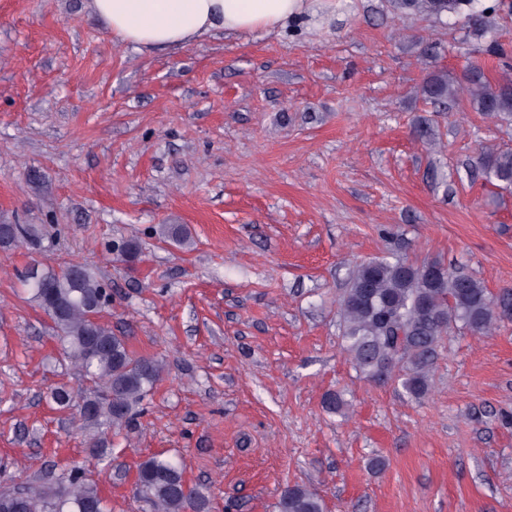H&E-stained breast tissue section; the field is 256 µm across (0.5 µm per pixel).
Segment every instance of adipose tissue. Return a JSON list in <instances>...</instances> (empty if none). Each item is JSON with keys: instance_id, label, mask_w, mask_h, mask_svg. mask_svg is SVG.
Segmentation results:
<instances>
[{"instance_id": "obj_1", "label": "adipose tissue", "mask_w": 512, "mask_h": 512, "mask_svg": "<svg viewBox=\"0 0 512 512\" xmlns=\"http://www.w3.org/2000/svg\"><path fill=\"white\" fill-rule=\"evenodd\" d=\"M308 8V0H84L89 17L139 51L182 47L216 30L271 32Z\"/></svg>"}]
</instances>
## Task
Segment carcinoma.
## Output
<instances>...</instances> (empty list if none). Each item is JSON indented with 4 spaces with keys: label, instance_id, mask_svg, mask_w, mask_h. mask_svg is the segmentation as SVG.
<instances>
[{
    "label": "carcinoma",
    "instance_id": "cac0c4a2",
    "mask_svg": "<svg viewBox=\"0 0 512 512\" xmlns=\"http://www.w3.org/2000/svg\"><path fill=\"white\" fill-rule=\"evenodd\" d=\"M400 13L448 15L463 20L469 31L482 37L485 8L479 0H394ZM502 75L491 79L484 66L468 65L461 76L443 70L424 79L422 94L446 105L467 93L474 109L503 121H512V67L501 61ZM478 165L487 181L512 188V149L483 154ZM3 249L35 243L39 236L31 224H7ZM161 234L174 243L190 245L182 224H163ZM116 259L134 264L138 243L129 239L115 247ZM45 287L33 285L21 272V287L51 321L54 336L71 364L89 386L75 390L66 384L50 388L48 402L68 411L74 421L94 434L90 456L105 458L112 440L142 411L149 392L160 381L163 364L135 356L127 339L103 321L112 303L104 278L84 263L44 266ZM342 320L343 351L354 368L374 382L397 379L404 392L421 399L430 390L438 348L445 336L462 328L485 336L500 324L512 321V289L491 292L461 266L438 260L414 263L382 257L358 264L338 300ZM137 494L154 512H212L208 492L189 484L183 465L153 455L136 469ZM0 512H111L98 486L84 469L75 466L54 486L31 485L0 492ZM275 512H326L323 498L300 484L286 486L275 503Z\"/></svg>",
    "mask_w": 512,
    "mask_h": 512
}]
</instances>
